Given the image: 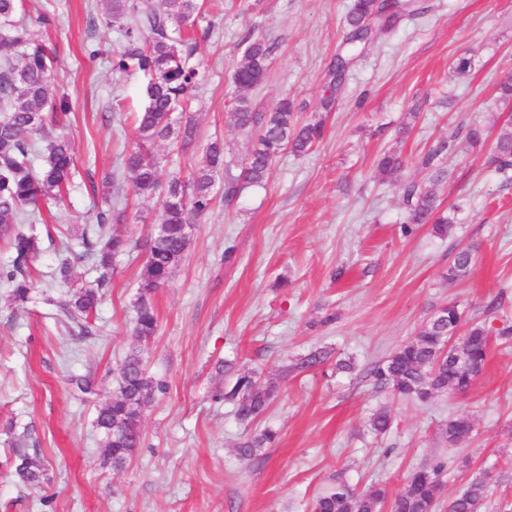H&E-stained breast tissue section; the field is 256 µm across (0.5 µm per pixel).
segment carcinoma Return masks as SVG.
<instances>
[{"label":"carcinoma","instance_id":"cac0c4a2","mask_svg":"<svg viewBox=\"0 0 512 512\" xmlns=\"http://www.w3.org/2000/svg\"><path fill=\"white\" fill-rule=\"evenodd\" d=\"M101 14H90L89 24L117 28L124 40L123 50L112 57L115 72L135 71L143 75L144 107L135 117L137 141L125 154L124 168L133 174L139 195L155 198L160 204L163 235L148 234L146 258L139 273V293L135 301L133 332L141 341L151 340L158 330L154 293L165 286L186 256L191 244L189 226L206 215L213 205L214 175L224 170V140L215 138L202 150L201 159L188 175L175 171L166 181L159 176L160 155L155 145L172 141L179 152L191 151L197 141V126L189 112L194 91L203 76L191 63L198 50L192 36L198 22L199 0H101ZM24 0H0V234L9 238L11 251L7 263L0 265V280L13 285L12 301H27L31 290V269L42 247L36 232L15 230L17 224L43 223L42 207L59 204L75 174L71 140L62 134L70 122V103L50 83L56 54L44 38L53 25L47 13L25 18ZM417 0H352L345 17L348 34L345 51L336 55L329 69V87L341 82L352 60L370 43L377 31L393 29L404 17L420 12ZM243 59L232 74L235 87L233 117L236 126L257 139L239 174L227 175L224 198H235L240 185L260 186L270 175L274 159L284 150L301 155L309 152L324 135L323 122L299 121L292 102L283 99L266 112H259L246 92L265 78L274 50L272 43L249 33L243 39ZM488 164L505 179L512 178V132L497 139ZM399 154L385 153L377 167L379 174L391 178L402 169ZM407 223L432 224L444 236L451 218L442 214V204L433 192L415 185L407 192ZM127 216L120 196L110 201L109 209L98 213V224L85 227L77 238L83 255L93 260L96 287L72 290L47 299L56 319L82 338L97 332L95 314L110 286L114 258L131 250L132 241L109 232L106 226L120 224ZM475 260V249L456 253L448 267V281L466 277ZM463 355L458 360L451 339L459 330ZM491 330L484 323H466L459 304L450 302L437 311L417 336L389 356L377 362L369 376L380 389H389L401 397L425 404L440 393H465L475 383L488 360ZM327 357L323 350L309 352L295 364L297 369L321 365ZM167 390L165 380L149 375L138 350L126 354L119 367L118 388L111 399L97 410L94 418L100 435L103 459L114 470L123 469L143 443L142 412L155 395ZM278 387L261 380L255 372H238L231 389L215 394L217 400L235 404L239 420L251 423L263 415L274 400ZM393 424L390 410L381 408L372 414L370 429L386 433ZM442 434L450 445H462L473 432L466 415L448 418ZM271 429L254 432L240 442L238 456L252 461L258 451L274 441ZM29 428L13 436L11 455L6 465L19 481L32 488L43 486L42 460L30 454ZM446 465L439 462L412 471L404 488L388 498L385 488L370 485L359 490L338 480L315 500L313 512H435L440 508ZM489 485L473 479L448 507V512H480Z\"/></svg>","mask_w":512,"mask_h":512}]
</instances>
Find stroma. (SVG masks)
Returning a JSON list of instances; mask_svg holds the SVG:
<instances>
[{"instance_id":"35a3bbf8","label":"stroma","mask_w":512,"mask_h":512,"mask_svg":"<svg viewBox=\"0 0 512 512\" xmlns=\"http://www.w3.org/2000/svg\"><path fill=\"white\" fill-rule=\"evenodd\" d=\"M200 2L194 61L206 79L191 105L199 142L223 139L224 164L235 172L252 147L227 104L250 31L276 45L250 93L257 109L290 99L301 121L323 120L324 138L306 154L282 152L264 185L245 186L232 201L215 188L185 259L155 294L151 341L132 333L139 250L115 258L96 336H74L43 298L56 293L54 272L66 259L75 287H94L97 274L75 235L108 208L104 178L114 176L128 204L116 232L146 237L161 216L122 161L143 106V77L112 72L124 42L117 31L90 28L88 0L61 8L48 31L57 50L52 83L69 98L77 172L51 224L35 227L51 239L28 301L13 304L10 285L0 282V512H312L336 479L379 484L393 496L412 470L439 461L447 466L442 506L481 475L490 488L481 512H512V339L495 340L469 392L427 404L375 389L369 376L448 302L467 319L512 324V180L485 164L491 139L512 130V106L498 92L512 72V0H419L422 13L378 32L334 92L328 69L344 47L351 0ZM90 45L98 57L87 56ZM463 56L474 65L461 76L453 64ZM331 92L336 106L327 112L320 101ZM474 125L488 142L471 143ZM433 149L443 170L436 179L420 165ZM388 150L404 159L392 180L376 169ZM412 184L453 207L447 235L429 224L403 233ZM468 246L476 250L472 271L449 281V265ZM136 347L168 389L143 413L138 453L115 471L103 462L95 409L117 389V366ZM316 349L329 359L295 370ZM344 359L352 369H337ZM246 369L279 388L250 424L232 402L213 398ZM74 373L90 376L96 395L74 396ZM383 407L393 425L377 435L368 421ZM452 415L472 420L468 444L443 439L440 427ZM10 423L32 431L47 468L42 489L20 484L5 464ZM266 427L274 443L241 460L239 443Z\"/></svg>"}]
</instances>
